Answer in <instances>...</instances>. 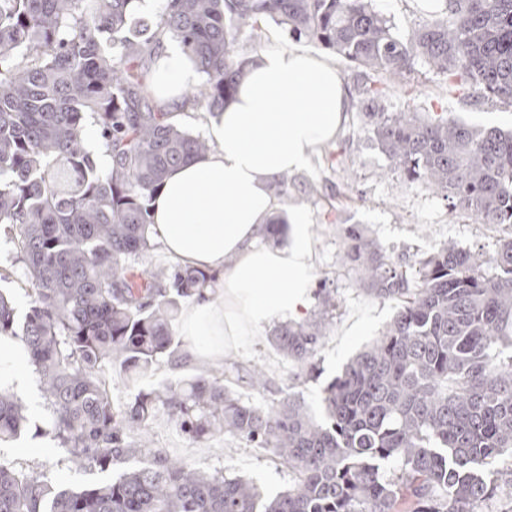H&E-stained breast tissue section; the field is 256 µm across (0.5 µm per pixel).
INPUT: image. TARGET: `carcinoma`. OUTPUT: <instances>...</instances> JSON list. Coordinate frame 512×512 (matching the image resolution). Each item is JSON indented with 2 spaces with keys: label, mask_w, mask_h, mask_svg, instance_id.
<instances>
[{
  "label": "carcinoma",
  "mask_w": 512,
  "mask_h": 512,
  "mask_svg": "<svg viewBox=\"0 0 512 512\" xmlns=\"http://www.w3.org/2000/svg\"><path fill=\"white\" fill-rule=\"evenodd\" d=\"M0 0V231L31 285L16 321L0 292V338L22 343L50 413L45 434L71 470L112 477L63 487L0 454V512H512V131L446 112H366L364 132L392 162L452 206L508 235L484 256L450 243L410 271L358 225L345 260L374 297L396 302L385 331L321 394L325 421L288 395L262 407L224 369L149 389L138 380L173 362L180 302L216 293L215 277L151 263L149 212L168 172L210 152L155 98L154 54L174 40L203 83L183 108L221 111L250 63L234 44L271 21L345 60L374 103L418 65L512 106V0H440L405 39L371 0ZM100 129V169L85 140ZM336 310L274 327L269 340L312 365ZM133 392L115 405L106 370ZM279 388L258 368L242 378ZM165 414L195 442L225 436L269 452L294 475L262 495L252 479L209 474L150 440ZM22 400L0 389V446L20 438Z\"/></svg>",
  "instance_id": "cac0c4a2"
}]
</instances>
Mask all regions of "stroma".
<instances>
[{"mask_svg":"<svg viewBox=\"0 0 512 512\" xmlns=\"http://www.w3.org/2000/svg\"><path fill=\"white\" fill-rule=\"evenodd\" d=\"M374 6L389 19L394 33L407 37L428 14L421 0H375ZM277 46H299L336 67L343 79L351 72L341 58L320 45L292 38L274 23L262 26L259 41L240 39L235 52L253 55L255 50ZM378 106L387 112H448L479 127L512 129V107L484 100L470 86H450L446 77L418 68L401 82L391 83ZM362 115L349 112L344 125L325 146L316 147L308 165L298 170L288 193L279 197L280 207L302 212L308 224L313 269V288L328 289L336 300V310L313 371H299L293 361L280 355L269 343L270 326L254 335L225 346L224 354L242 366L257 365L272 375L284 393L299 397L313 413H320V391L338 376L348 360L384 330L394 314V304L370 296L359 284L358 275L344 258V232L353 224L367 228L369 235L394 257L411 259L437 251L448 243L492 254L505 228L480 223L455 210L449 201L429 190L422 181H410L391 173L390 160L362 131ZM351 182L352 193L340 194L343 182ZM15 248L0 236V271L8 279L0 289L14 300L18 316L29 309L26 270L15 261ZM20 396L29 418L26 433L12 443L7 453L15 466L26 473L43 475L48 481L89 486L102 478L98 472L68 470L63 451L51 438L32 439L48 422L45 399L36 375H29ZM156 447L169 456L195 463L213 473L251 477L262 491L276 494L288 488L293 475L265 450L245 441L222 437L195 442L179 432L167 416H158L152 425Z\"/></svg>","mask_w":512,"mask_h":512,"instance_id":"35a3bbf8","label":"stroma"}]
</instances>
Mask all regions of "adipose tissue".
Segmentation results:
<instances>
[{
    "label": "adipose tissue",
    "mask_w": 512,
    "mask_h": 512,
    "mask_svg": "<svg viewBox=\"0 0 512 512\" xmlns=\"http://www.w3.org/2000/svg\"><path fill=\"white\" fill-rule=\"evenodd\" d=\"M183 48L165 43L152 84L166 110L178 111L195 83ZM347 111L335 67L302 48L262 52L237 81L234 96L209 120V154L170 170L154 196V241L184 267L215 275L219 296L192 301L180 326L197 357L214 358L213 337L238 341L278 318H297L312 282L308 226L289 215L281 243L260 228L279 217L269 191L280 175L307 166L333 138ZM29 362L23 346L0 339V386L19 388Z\"/></svg>",
    "instance_id": "adipose-tissue-1"
}]
</instances>
